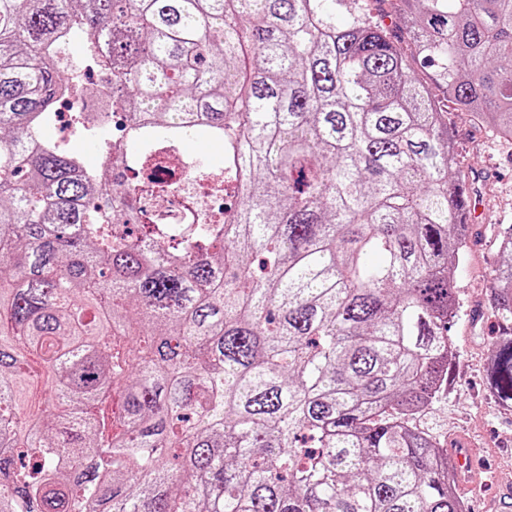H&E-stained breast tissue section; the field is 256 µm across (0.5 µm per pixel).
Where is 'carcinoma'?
<instances>
[{
    "label": "carcinoma",
    "mask_w": 512,
    "mask_h": 512,
    "mask_svg": "<svg viewBox=\"0 0 512 512\" xmlns=\"http://www.w3.org/2000/svg\"><path fill=\"white\" fill-rule=\"evenodd\" d=\"M363 2L0 0V512H463L415 419L471 243L448 104L512 139V0H390L400 41ZM72 38L127 142L223 141V219L43 138ZM493 369L512 399V339Z\"/></svg>",
    "instance_id": "carcinoma-1"
}]
</instances>
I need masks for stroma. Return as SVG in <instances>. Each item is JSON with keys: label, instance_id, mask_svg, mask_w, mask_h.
Wrapping results in <instances>:
<instances>
[{"label": "stroma", "instance_id": "35a3bbf8", "mask_svg": "<svg viewBox=\"0 0 512 512\" xmlns=\"http://www.w3.org/2000/svg\"><path fill=\"white\" fill-rule=\"evenodd\" d=\"M448 128L457 145L456 165L465 177V188L478 203L479 236L464 265L451 274L461 312L451 324L456 357L448 371V387L418 423L451 442L473 439L487 465L480 480L485 482L494 473L512 484V408L502 406L486 387L492 345L500 334V323L487 306L495 236L498 225L512 224V141L453 111Z\"/></svg>", "mask_w": 512, "mask_h": 512}]
</instances>
